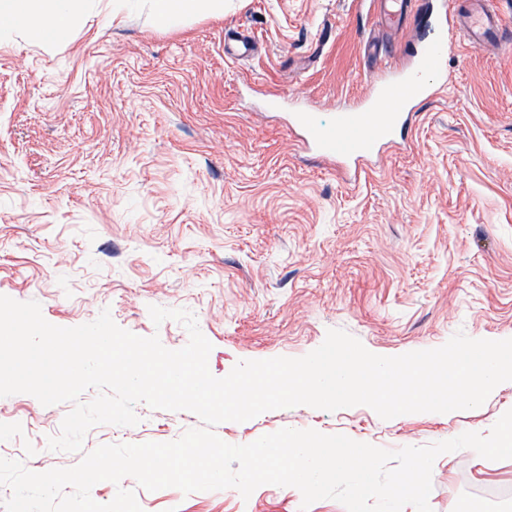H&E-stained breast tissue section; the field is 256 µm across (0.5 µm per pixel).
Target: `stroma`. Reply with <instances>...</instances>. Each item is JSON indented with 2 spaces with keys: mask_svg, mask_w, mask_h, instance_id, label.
Masks as SVG:
<instances>
[{
  "mask_svg": "<svg viewBox=\"0 0 512 512\" xmlns=\"http://www.w3.org/2000/svg\"><path fill=\"white\" fill-rule=\"evenodd\" d=\"M408 2L388 27L380 0H224L222 15L160 31L146 11L116 16L100 0L58 47L0 35V295L38 302L60 327L107 309L171 350L187 330L154 325L149 308L188 310L219 378L242 360L304 356L331 329L383 356L459 331L512 336V0H492L504 42L473 49L449 30L446 73L415 105L409 146L386 147L356 185L288 127L300 107L331 122L365 102L381 74L365 42L410 65L428 28L426 0ZM244 29L259 52L238 60L225 49ZM71 408L0 397V458L69 468L101 445L170 442L202 425L140 402L138 424L97 425L81 451L49 450ZM510 409L511 381L451 414L301 405L215 432L243 445L313 429L397 450L489 434ZM121 488L143 512H346L328 498L302 510L299 490L270 484L245 498L125 478L91 496L104 504ZM494 488L512 491V459L465 448L435 460L429 505L459 512Z\"/></svg>",
  "mask_w": 512,
  "mask_h": 512,
  "instance_id": "stroma-1",
  "label": "stroma"
}]
</instances>
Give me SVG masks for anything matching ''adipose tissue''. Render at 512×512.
Instances as JSON below:
<instances>
[{"mask_svg":"<svg viewBox=\"0 0 512 512\" xmlns=\"http://www.w3.org/2000/svg\"><path fill=\"white\" fill-rule=\"evenodd\" d=\"M83 0H0V32L17 31L30 42L55 46L66 42L76 26ZM147 5L152 25L176 26L205 13H220L224 0H112L113 13Z\"/></svg>","mask_w":512,"mask_h":512,"instance_id":"ef3b65f1","label":"adipose tissue"}]
</instances>
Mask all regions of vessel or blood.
Segmentation results:
<instances>
[{
	"label": "vessel or blood",
	"instance_id": "vessel-or-blood-1",
	"mask_svg": "<svg viewBox=\"0 0 512 512\" xmlns=\"http://www.w3.org/2000/svg\"><path fill=\"white\" fill-rule=\"evenodd\" d=\"M436 25V37L421 46L412 65L386 70L365 106L338 110L332 124L308 108L289 113V126L298 131L307 150L323 162L340 166L347 182H357L384 147L406 143L412 104L429 95L432 78L446 67V11H438ZM460 30L467 43L478 48L498 38L501 22L497 11L486 6L465 15Z\"/></svg>",
	"mask_w": 512,
	"mask_h": 512
}]
</instances>
